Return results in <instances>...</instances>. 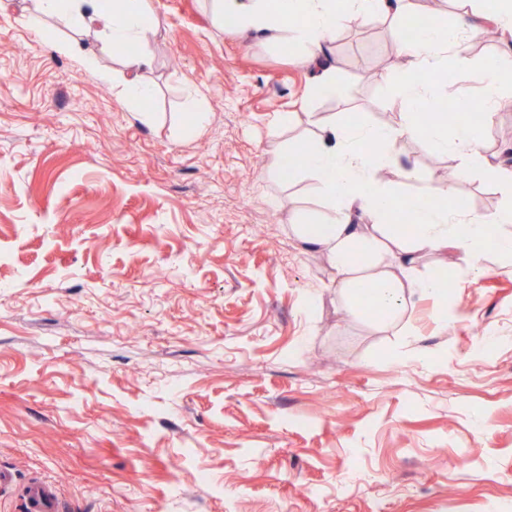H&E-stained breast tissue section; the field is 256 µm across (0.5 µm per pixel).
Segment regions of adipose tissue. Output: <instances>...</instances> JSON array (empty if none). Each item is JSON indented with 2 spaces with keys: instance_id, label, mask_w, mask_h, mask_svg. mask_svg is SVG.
<instances>
[{
  "instance_id": "obj_1",
  "label": "adipose tissue",
  "mask_w": 512,
  "mask_h": 512,
  "mask_svg": "<svg viewBox=\"0 0 512 512\" xmlns=\"http://www.w3.org/2000/svg\"><path fill=\"white\" fill-rule=\"evenodd\" d=\"M215 18L224 28L265 37L285 48L298 51L319 71L317 88L321 94L335 95L336 67L327 53V39L345 19L365 21L372 15L404 17L411 0H214ZM461 28L484 25L512 35V0H499L494 13L472 8V0H458ZM40 17L60 18L94 28L112 45H132L124 55L122 81L111 71H99V79L112 86L117 98L148 99L150 84L142 82L151 67L150 35L155 27L151 0H37ZM400 52L419 67L437 69L447 64L451 35L443 21L431 22L413 39L394 32ZM512 76V55L503 56L491 70L471 75L491 110L512 104V90L505 83ZM401 137L417 140L422 147L452 152L465 163L479 160L482 145L473 126L454 122L448 126H423L410 119L400 127L366 126L343 122L324 123L317 140L310 142L302 162L303 170L316 182L319 192L331 205L319 220H298L294 229L301 241L319 248L336 270V288L342 301L356 304L357 293L368 284L376 291V319L382 324H399L415 295H436V277L417 278L412 274L421 252L455 251L472 263H479L487 251L512 257V236L503 235L502 225L512 223V169L484 164L482 171L494 180L509 203L489 215L449 211L454 190L448 185L430 186L426 193L402 201L381 192L370 174L381 161H394L389 148ZM379 153H371V146ZM370 215L367 224L351 221L354 211ZM411 213L417 233H398L402 213Z\"/></svg>"
}]
</instances>
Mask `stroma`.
Returning a JSON list of instances; mask_svg holds the SVG:
<instances>
[{"mask_svg": "<svg viewBox=\"0 0 512 512\" xmlns=\"http://www.w3.org/2000/svg\"><path fill=\"white\" fill-rule=\"evenodd\" d=\"M152 7L154 95L121 102L58 45L117 74L121 51L0 0V512H25L35 480L59 512H512V258L423 255L417 276L453 267L451 294L381 326L294 234L295 212L329 209L313 179L265 170L319 135L310 115L403 123L400 74L472 112L470 72L512 39L467 31L442 81L398 52L394 19L345 21L335 99L295 53L219 26L213 0ZM194 99L208 120L189 134ZM475 124L484 159L512 164V109ZM393 151L384 192L505 203L454 154ZM294 156V148L281 147L274 150L267 160L266 171L272 176L281 175L280 177L287 180L295 169L296 165L287 166L283 171L282 169L292 162ZM282 171V172H281ZM281 172V173H280Z\"/></svg>", "mask_w": 512, "mask_h": 512, "instance_id": "1", "label": "stroma"}]
</instances>
